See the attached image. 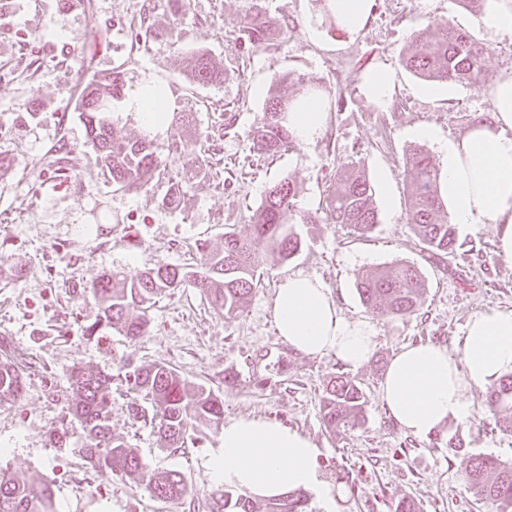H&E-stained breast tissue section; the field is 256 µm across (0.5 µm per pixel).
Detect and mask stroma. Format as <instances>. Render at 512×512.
<instances>
[{
	"mask_svg": "<svg viewBox=\"0 0 512 512\" xmlns=\"http://www.w3.org/2000/svg\"><path fill=\"white\" fill-rule=\"evenodd\" d=\"M147 1L154 34L143 40L130 22ZM249 5L191 0L189 15L176 22L166 0H0V267L24 272L18 280L0 279V360L9 350L21 354L27 374L21 398L0 399V468L20 479L41 475L52 485L57 512H189L152 497L145 483L98 475L79 456L82 429L68 416L72 365L111 374L113 429L150 470L180 471L190 497L207 499L214 485L206 462L221 444L218 429L198 430L185 447L164 448L150 420L128 414V365L160 363L189 384L220 393L225 420L279 421L321 448L324 477L343 495L331 504L311 496L312 512H394L403 497L419 512H497L462 477L472 456L512 463V432L495 426L486 388L471 392L469 421L414 437L388 416L379 387L405 344L431 341L456 352L475 313L512 308V262L500 255L494 226L459 227L472 252L449 264L429 259L407 222L411 187L400 165L410 150L427 147L418 129L453 138L490 111V89L499 71L512 66V38H489L480 14L454 0H372L367 24L355 33L332 27L314 0H268L269 10L290 17L295 27L274 48L247 53L236 36ZM442 21L479 41L481 84L426 82L402 66L413 33ZM175 28L180 38L174 42L169 33ZM199 49L229 70L224 84L190 81L186 57ZM116 66L126 91L142 81L163 84L174 111L194 117L187 132L191 151L173 166L185 187L179 208L160 205L166 177L146 191L122 192L96 162L76 103L89 78ZM377 67L393 77L383 104L362 81ZM289 73L298 83L286 82ZM305 80L325 84L336 101L320 138L272 160L255 155L250 130L270 89L292 97ZM343 165L363 171L373 190L378 222L363 237L323 221L333 176ZM284 178L295 186L298 210L317 221L295 224L301 251L285 262H266L242 313L224 317L199 290L178 288L151 306L148 336L132 341L114 329L98 338L84 335L98 312L86 287L103 271L134 274L160 261L195 266L199 245L222 248L228 231L251 235L252 213ZM397 263L421 271L424 304L411 315H377L361 302L357 280ZM296 272L322 280L347 319L373 325L376 346L363 366L353 370L332 355H304L279 339L273 299ZM336 374L360 386L367 404L360 426L332 433L322 421L321 396ZM63 426L69 447H52L49 435Z\"/></svg>",
	"mask_w": 512,
	"mask_h": 512,
	"instance_id": "1",
	"label": "stroma"
}]
</instances>
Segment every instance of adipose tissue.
Wrapping results in <instances>:
<instances>
[{"mask_svg": "<svg viewBox=\"0 0 512 512\" xmlns=\"http://www.w3.org/2000/svg\"><path fill=\"white\" fill-rule=\"evenodd\" d=\"M492 108L461 136L437 141L432 128L421 136L436 141L441 163L439 190L454 224H492L498 248L512 261V68L491 89ZM327 100L308 96L288 115L301 144L314 143L327 117ZM278 336L309 356L331 354L359 368L375 348L369 322L347 319L316 277L288 275L273 300ZM512 373V309L491 307L466 325L458 356L435 343L407 345L391 359L380 384L389 415L406 433L424 437L448 422L473 415L470 392ZM221 446L207 472L214 485L240 488L258 498L310 489L326 502L339 496L319 464L321 450L308 437L277 421L240 417L226 422Z\"/></svg>", "mask_w": 512, "mask_h": 512, "instance_id": "adipose-tissue-1", "label": "adipose tissue"}]
</instances>
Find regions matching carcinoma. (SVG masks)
<instances>
[{
  "mask_svg": "<svg viewBox=\"0 0 512 512\" xmlns=\"http://www.w3.org/2000/svg\"><path fill=\"white\" fill-rule=\"evenodd\" d=\"M251 6L241 19L237 41L249 49H267L275 45L295 22L285 16L271 15L262 0H250ZM406 69L427 81L478 85L482 82V49L473 37L446 22L417 32L411 49L402 55ZM189 78L200 85L224 83L226 73L209 54L191 53L186 60ZM124 94L122 71L91 79L83 87L78 112L97 161L117 189L138 192L147 188L156 174L168 171L172 159L190 151L182 137L192 123V113L174 112L167 117L170 136L159 144L152 132L129 137L110 120L113 102ZM292 100L270 90L264 111L251 129L254 149L260 156L274 157L293 146L296 138L288 129L287 115ZM404 173L413 183L408 221L430 256L454 258L465 253L455 225L439 194L438 170L431 155L416 147L403 158ZM184 194L177 177L161 205L176 207ZM295 189L284 178L268 188L252 216V234L242 238L224 233V247L218 252L202 248L194 268H182L166 262L137 274L105 271L89 285V293L99 305L96 319L86 327L90 336L105 328L118 330L135 341L150 332L148 309L158 295L175 288H196L205 293L212 308L231 316L246 304L260 279V268L269 258L287 261L301 249V239L292 228ZM326 223L336 224L351 234H369L377 223L370 182L361 174L338 171L337 186L328 197ZM361 302L382 316H406L419 311L426 290L418 269L397 264L384 270L367 272L357 281ZM132 390L151 401L157 418V434L163 448H182L189 431L197 427H219L224 418V400L213 390L190 386L171 367L154 364L128 372ZM70 389L76 396L71 408L84 434L79 454L91 468L107 479L138 481L145 476L147 463L135 448L112 430V378L83 366H72ZM24 376L10 361H0V398H19L24 391ZM487 403L496 413L509 417L500 427L512 430V374L501 377L488 388ZM366 397L362 389L343 376H332L321 399L323 423L328 430L353 428L363 417ZM463 478L475 495L495 502L499 512H512V463L492 455L467 460ZM146 488L165 501L185 500L188 487L176 470L150 475ZM202 512H311L309 498L301 490L264 502L247 496L237 497L216 489L197 505ZM0 512H55L54 493L49 484L35 476L18 479L0 472Z\"/></svg>",
  "mask_w": 512,
  "mask_h": 512,
  "instance_id": "1",
  "label": "carcinoma"
}]
</instances>
